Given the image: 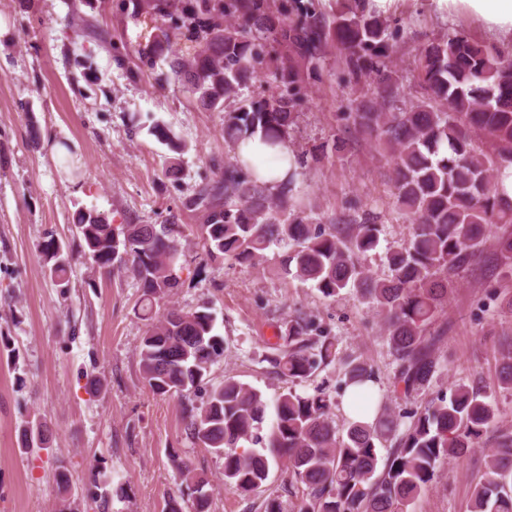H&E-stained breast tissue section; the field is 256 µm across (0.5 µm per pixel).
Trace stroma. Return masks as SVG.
Returning <instances> with one entry per match:
<instances>
[{
  "mask_svg": "<svg viewBox=\"0 0 512 512\" xmlns=\"http://www.w3.org/2000/svg\"><path fill=\"white\" fill-rule=\"evenodd\" d=\"M10 31L0 37V512H57V466L71 477L79 512H165L182 477L171 455L180 453L211 480L210 512H261L279 498L294 512L285 465L275 464L260 491L242 497L224 488V461L191 443L181 399L152 393L137 346L146 330L141 291L130 273L105 276L76 256L66 281L50 277L38 250L47 233L77 246L73 216L84 210L109 223L179 224L176 306L208 309L224 338L213 382L231 378L268 399L286 391L327 387L341 399L343 375L329 366L305 382L278 376L267 357L277 332L295 310L316 316L341 353L367 360L376 394L390 396L395 364L381 323L354 291L335 301L310 284L278 271V247L267 268L206 259L186 206L234 157L224 140L223 111L200 109L169 66L151 52L155 22L133 0H0ZM400 67L414 47L454 30L476 41L490 37L475 17L440 16L404 6L391 12ZM349 78L335 56L319 77L304 82V102L288 139L295 152L343 139L342 158L309 164L297 184L314 221L333 224L372 206L383 225L382 246L406 241L411 224L392 205V173L371 144L338 121L350 111ZM166 125L182 144L174 153L151 133ZM494 226L480 255L456 271L455 288L435 328L446 370L414 404L455 381L480 389L495 407V425L512 431V390L498 381L503 355L512 353V310L488 305L498 278ZM102 383L92 392L89 378ZM46 421L47 448L27 454L21 426ZM480 449L444 465L410 512H467L484 477Z\"/></svg>",
  "mask_w": 512,
  "mask_h": 512,
  "instance_id": "obj_1",
  "label": "stroma"
}]
</instances>
